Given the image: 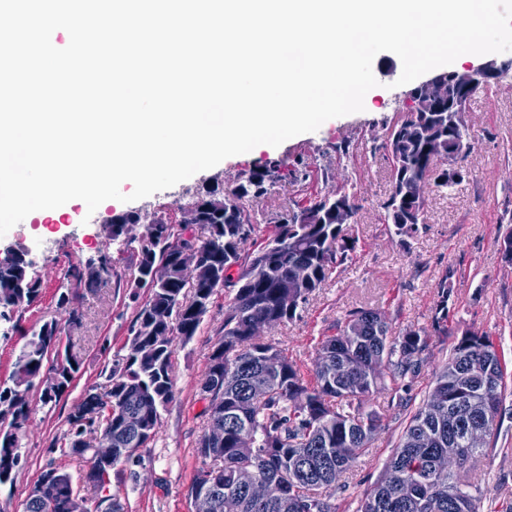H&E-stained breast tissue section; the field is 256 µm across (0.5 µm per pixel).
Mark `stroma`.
Returning <instances> with one entry per match:
<instances>
[{
    "label": "stroma",
    "instance_id": "1",
    "mask_svg": "<svg viewBox=\"0 0 512 512\" xmlns=\"http://www.w3.org/2000/svg\"><path fill=\"white\" fill-rule=\"evenodd\" d=\"M372 70L379 85L366 94L363 111L327 120L317 131L279 146L265 145L228 157L143 199L109 204L100 209L99 220L85 221L86 205L80 202L59 217L16 225L0 237L1 248H32L33 275L42 288L36 303L16 312L19 330L0 335V382L8 381L27 335L50 320L61 324L64 344L82 361L59 403H35L14 490L0 494V512H22L28 489L47 463L60 466L76 480L91 466L89 457L69 453L55 441L68 430L67 416L85 389L105 384L114 360L124 352L139 304L149 297L148 289L132 281L137 253L111 239L103 217L138 216L132 227L138 236L159 220L178 223L183 207L198 194L231 188L270 160L301 168L309 177L276 182L265 198L253 204L256 242L265 241L280 213L313 201L325 190L355 195L361 205L349 226L357 239L354 252L310 296L296 319L268 332L296 361L305 379L313 377L320 341L335 335L348 313L360 308L384 313L396 334L409 328L429 330L426 362L411 384V408L422 404L435 384L436 372L464 334H489L512 373V264L500 251L504 236L512 232V72L468 104L472 150L460 164L463 181L450 192L427 190L424 224L399 237L384 222L382 205L392 183L381 143L387 124L410 106L411 87L398 85L401 71L394 53H379ZM103 254L122 272V280L75 288L74 305L81 319L68 323L67 308L58 304L67 270L97 261ZM444 284L452 294L445 329L438 333L431 323ZM229 298L227 290H218L192 340L174 342L170 359L174 397L161 415L158 433L130 461L112 470L110 490L121 512H190L188 490L200 466L197 448L208 421L200 387L222 334ZM370 407L380 417L381 427L368 453L341 477L331 500L336 512H357L408 420V410L392 406L387 393L378 394ZM469 492L479 501L480 512H512V376L502 397L499 438L493 450L473 463Z\"/></svg>",
    "mask_w": 512,
    "mask_h": 512
}]
</instances>
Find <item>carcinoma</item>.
<instances>
[{"label": "carcinoma", "mask_w": 512, "mask_h": 512, "mask_svg": "<svg viewBox=\"0 0 512 512\" xmlns=\"http://www.w3.org/2000/svg\"><path fill=\"white\" fill-rule=\"evenodd\" d=\"M383 149L391 163L392 187L423 179L444 191L457 185L442 162L431 156L436 146L455 158L471 149L466 128L448 120V102L426 112L411 108L386 129ZM280 163L271 161L252 171L245 182L223 193L209 190L196 197L195 223L208 229L203 241L181 240L174 225L149 224L138 239L137 275L152 262H166L170 279L150 289L147 302L130 328L126 354L115 359L107 376L108 388L91 386L84 397L101 406L100 433L114 448H144L161 425V412L172 400V345L190 341L198 331L210 300L220 288L233 292L224 311V334L211 356L206 375L212 383L205 393L208 421L224 427V444L209 446L200 439V467L195 482L210 475L224 483V512H332L330 500L339 473L364 456L380 427L378 415L365 410L373 394L390 389L399 403L408 382L421 371L429 335L423 329L392 334L386 317L372 309L348 314L334 336L325 337L316 351L314 384L307 383L295 361L272 341L250 332V324L264 320L276 327L298 316L308 297L348 259L357 239L334 223L327 191L313 202L288 211L273 235L251 253H243L251 239L250 207L274 183ZM383 203L384 223L399 236L410 235L424 223L425 198L410 195ZM198 247L206 276L189 286L178 276L177 248ZM308 270V282L288 290L280 284L294 267ZM295 298L285 307L283 294ZM41 295L40 282L23 266L0 268V313L31 306ZM171 311L169 328L154 336L145 330L147 315L157 307ZM448 318V289L433 317L442 330ZM62 343L60 327L42 329L21 348L14 367L23 366L38 377L46 365V342ZM505 366L487 334L470 333L452 347L448 362L422 405L403 428L398 446L385 465L391 482L404 485V496L388 484H375L364 493L357 512H479L467 491L468 459L486 452L470 448L469 428L482 426L488 446L495 445L497 418L505 390ZM32 412L29 394L0 384V412ZM432 433L421 444L422 431ZM25 432L16 428L12 451L0 449V487L14 482ZM462 449V462L442 477L435 469L448 444ZM281 482L287 496L257 503L239 484L242 473Z\"/></svg>", "instance_id": "cac0c4a2"}]
</instances>
